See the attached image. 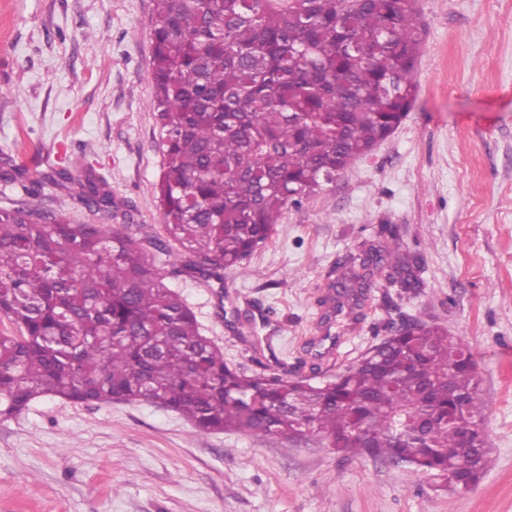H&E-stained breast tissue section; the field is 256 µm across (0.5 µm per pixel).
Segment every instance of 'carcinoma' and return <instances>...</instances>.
Returning a JSON list of instances; mask_svg holds the SVG:
<instances>
[{"instance_id": "cac0c4a2", "label": "carcinoma", "mask_w": 512, "mask_h": 512, "mask_svg": "<svg viewBox=\"0 0 512 512\" xmlns=\"http://www.w3.org/2000/svg\"><path fill=\"white\" fill-rule=\"evenodd\" d=\"M157 195L168 236L147 238L172 269L205 280L243 261L300 205L367 155L414 102L423 29L407 0H154ZM86 208L120 209L89 162L45 176ZM0 209V416L43 396L148 402L197 431L317 438L389 460L449 491L488 464V410L462 335L405 320L332 379L247 376L224 363L123 224H72L34 199ZM394 239L329 285L330 313L353 312Z\"/></svg>"}]
</instances>
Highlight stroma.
I'll list each match as a JSON object with an SVG mask.
<instances>
[{"instance_id":"stroma-1","label":"stroma","mask_w":512,"mask_h":512,"mask_svg":"<svg viewBox=\"0 0 512 512\" xmlns=\"http://www.w3.org/2000/svg\"><path fill=\"white\" fill-rule=\"evenodd\" d=\"M153 0H0V209L86 157L138 230L160 232ZM416 100L399 127L222 280L167 286L227 365L332 377L415 316L466 336L489 464L455 492L316 439L200 433L146 402L34 400L0 417V512H512V0H417ZM42 210L104 224L44 187ZM397 238L418 286L371 275L359 319L325 321L339 262Z\"/></svg>"}]
</instances>
